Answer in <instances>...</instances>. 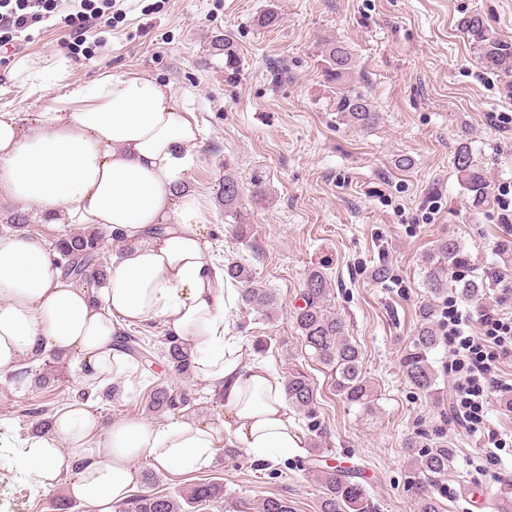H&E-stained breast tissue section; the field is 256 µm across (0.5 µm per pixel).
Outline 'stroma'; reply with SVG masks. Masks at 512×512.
Here are the masks:
<instances>
[{
  "instance_id": "1",
  "label": "stroma",
  "mask_w": 512,
  "mask_h": 512,
  "mask_svg": "<svg viewBox=\"0 0 512 512\" xmlns=\"http://www.w3.org/2000/svg\"><path fill=\"white\" fill-rule=\"evenodd\" d=\"M277 11L280 22L265 28L258 19ZM480 10L501 35L512 38V0H124L120 14L102 18L73 50V32L58 18L36 24L0 56V108L26 111L57 76L93 82L101 72L138 70L172 83L206 130V142L186 185L200 195L209 237L218 258L249 266L278 301L269 323L243 305L233 315L237 335L260 343L259 355L279 375L289 363L304 367L317 387V422L333 458L349 461L378 512H415L407 464L409 440L440 442L452 450L440 512H471L474 493L488 492L482 512H512V413L491 401L488 420L506 438L495 462L483 444L450 421L448 348L431 360L438 393L416 390L402 375L400 357L427 300L421 260L435 241L461 240L471 265L501 266L496 252L502 214L497 205L471 210L452 165L461 133H468L491 191L512 187V93L488 73L463 41L457 22ZM232 43L238 72L224 73L215 40ZM341 41L354 53L355 86L375 103L379 123L360 130L336 118V94L321 65L326 42ZM21 60L27 74L8 80ZM409 166H400V159ZM243 188L242 212L251 236L240 241L235 221L219 203L225 174ZM262 189L254 200V189ZM442 209L425 212L432 197ZM391 270L375 281L378 264ZM324 266L331 281V307L347 321L362 354L363 369L378 402L361 414L336 395L324 368L311 359L296 334L292 311L309 268ZM134 335L155 351L149 369L120 381L117 395L92 394L103 421L159 422L146 396L153 386L178 385L194 399L181 416L221 424L220 399L194 374L168 367L159 351L162 323L134 326ZM18 368L59 374L60 393L47 398L33 377L15 381L0 371V428L13 441L0 458L13 460V444L30 434L35 410L56 411L74 401L79 376L52 355L22 356ZM307 455L276 463L251 462L245 453L218 454L204 470L151 471L134 460L135 493L177 494L198 482L224 488L222 499L196 512H256L267 497L287 499L293 512H319L320 487ZM57 492L34 488L26 475L0 474V512H54Z\"/></svg>"
}]
</instances>
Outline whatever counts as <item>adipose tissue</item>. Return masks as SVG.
<instances>
[{"mask_svg": "<svg viewBox=\"0 0 512 512\" xmlns=\"http://www.w3.org/2000/svg\"><path fill=\"white\" fill-rule=\"evenodd\" d=\"M203 145L172 85L138 71L58 84L25 121L0 109V207L102 227L123 244L95 290L65 278L39 239L0 234V369L51 353L109 387L134 370L114 346L119 333L160 321L224 405L220 427L179 417L104 425L86 401L56 411L50 432L25 438L16 464L93 512H118L139 458L187 472L207 468L230 438L255 463L304 448L280 375L234 333L236 291L212 252L199 195L183 187Z\"/></svg>", "mask_w": 512, "mask_h": 512, "instance_id": "obj_1", "label": "adipose tissue"}]
</instances>
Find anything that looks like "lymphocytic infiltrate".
<instances>
[{
    "label": "lymphocytic infiltrate",
    "instance_id": "obj_1",
    "mask_svg": "<svg viewBox=\"0 0 512 512\" xmlns=\"http://www.w3.org/2000/svg\"><path fill=\"white\" fill-rule=\"evenodd\" d=\"M60 0H0V47L14 36L54 16ZM492 301L476 309L461 306L456 297L445 298L438 310V327L448 348V372L453 378L451 415L473 437L483 440L487 460L505 447L501 434L491 428L487 405L491 396L512 403V383L503 379L502 363L512 356V313L504 304L512 296V272L490 269Z\"/></svg>",
    "mask_w": 512,
    "mask_h": 512
}]
</instances>
